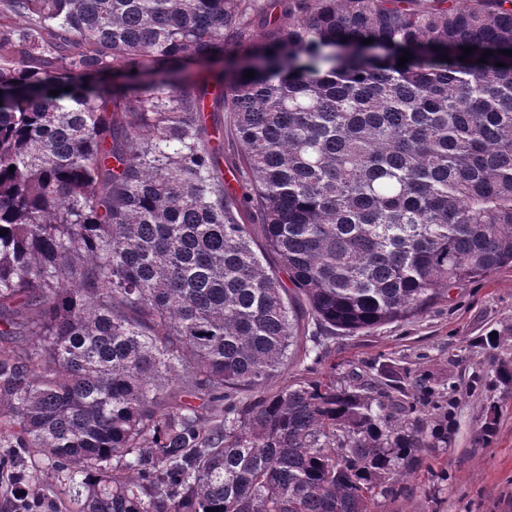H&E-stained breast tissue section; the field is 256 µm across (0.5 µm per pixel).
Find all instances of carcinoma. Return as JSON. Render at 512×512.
I'll use <instances>...</instances> for the list:
<instances>
[{
  "mask_svg": "<svg viewBox=\"0 0 512 512\" xmlns=\"http://www.w3.org/2000/svg\"><path fill=\"white\" fill-rule=\"evenodd\" d=\"M277 5L0 0V467L71 512H373L448 447L427 374L265 386L512 267V0ZM21 469L26 471V474L31 475L36 473L39 476V492L43 494L45 498L52 499L54 511L69 512V499L65 494L61 493L60 482L57 481L53 474L44 471L41 459L38 455L27 457Z\"/></svg>",
  "mask_w": 512,
  "mask_h": 512,
  "instance_id": "carcinoma-1",
  "label": "carcinoma"
}]
</instances>
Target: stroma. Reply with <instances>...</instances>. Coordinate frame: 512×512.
<instances>
[{
    "mask_svg": "<svg viewBox=\"0 0 512 512\" xmlns=\"http://www.w3.org/2000/svg\"><path fill=\"white\" fill-rule=\"evenodd\" d=\"M496 333L498 349L481 344ZM512 361V268L452 290L423 314L353 335L337 334L330 354L306 359L310 376L335 372L379 377L395 369L435 378L448 404L450 444L430 469L406 477L397 496L379 499L374 512H512V386L494 385L498 361ZM497 406L496 434L482 442L488 406Z\"/></svg>",
    "mask_w": 512,
    "mask_h": 512,
    "instance_id": "35a3bbf8",
    "label": "stroma"
}]
</instances>
